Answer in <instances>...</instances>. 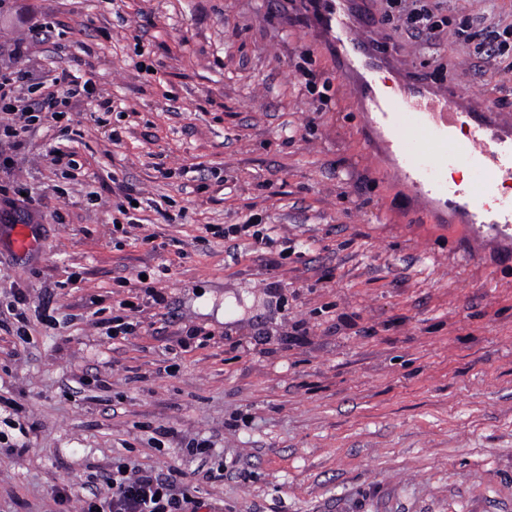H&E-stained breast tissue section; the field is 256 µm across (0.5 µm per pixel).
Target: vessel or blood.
Returning a JSON list of instances; mask_svg holds the SVG:
<instances>
[{"label":"vessel or blood","instance_id":"b4317fda","mask_svg":"<svg viewBox=\"0 0 512 512\" xmlns=\"http://www.w3.org/2000/svg\"><path fill=\"white\" fill-rule=\"evenodd\" d=\"M366 0H322L326 36L360 79L355 97L373 127L384 133L411 196L448 202L477 224H512V199L501 189L512 182V118L468 107L459 93L439 92L428 81L399 82L394 96L377 84L379 74L400 70L386 53L376 14ZM452 167L467 169V185L449 182Z\"/></svg>","mask_w":512,"mask_h":512}]
</instances>
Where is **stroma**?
Masks as SVG:
<instances>
[{"label": "stroma", "instance_id": "1", "mask_svg": "<svg viewBox=\"0 0 512 512\" xmlns=\"http://www.w3.org/2000/svg\"><path fill=\"white\" fill-rule=\"evenodd\" d=\"M321 2L0 10L1 43L47 24L112 101L70 111L75 171L50 118L0 136V512H81L132 463L185 471L199 512H512V228L435 223L378 171ZM429 2L441 34L391 20L387 51L512 115V0ZM461 26L504 54L480 66ZM249 219L277 266L220 237Z\"/></svg>", "mask_w": 512, "mask_h": 512}]
</instances>
